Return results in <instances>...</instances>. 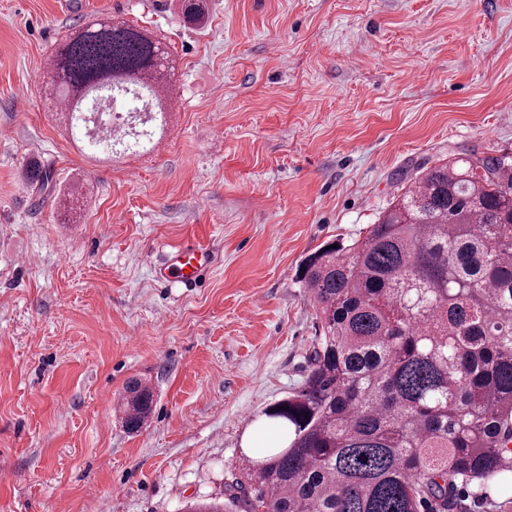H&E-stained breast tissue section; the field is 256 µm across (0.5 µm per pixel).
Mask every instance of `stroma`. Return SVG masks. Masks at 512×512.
I'll return each mask as SVG.
<instances>
[{
	"mask_svg": "<svg viewBox=\"0 0 512 512\" xmlns=\"http://www.w3.org/2000/svg\"><path fill=\"white\" fill-rule=\"evenodd\" d=\"M181 6L0 0V512L223 497L307 371L308 256L448 155H512V0H209L198 24ZM92 17L173 61L148 153L91 154L44 84ZM187 243L214 263L196 286L157 282ZM135 379L154 403L131 433ZM125 393L122 397L124 424L129 432H138L152 413L153 391L141 381H136L126 387Z\"/></svg>",
	"mask_w": 512,
	"mask_h": 512,
	"instance_id": "obj_1",
	"label": "stroma"
}]
</instances>
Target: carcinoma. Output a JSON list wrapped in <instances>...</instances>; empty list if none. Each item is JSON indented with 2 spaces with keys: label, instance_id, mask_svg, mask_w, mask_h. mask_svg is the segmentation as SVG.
<instances>
[{
  "label": "carcinoma",
  "instance_id": "1",
  "mask_svg": "<svg viewBox=\"0 0 512 512\" xmlns=\"http://www.w3.org/2000/svg\"><path fill=\"white\" fill-rule=\"evenodd\" d=\"M205 8L184 0V19ZM51 61L71 128L128 84L165 119L170 66L141 28L93 21ZM102 139L154 146L117 123ZM303 281L322 334L303 383L263 412L279 444L242 453L244 479L225 485L233 512H466L461 490L512 476V157L425 169L364 236L311 254ZM153 402L126 387L128 431Z\"/></svg>",
  "mask_w": 512,
  "mask_h": 512
}]
</instances>
